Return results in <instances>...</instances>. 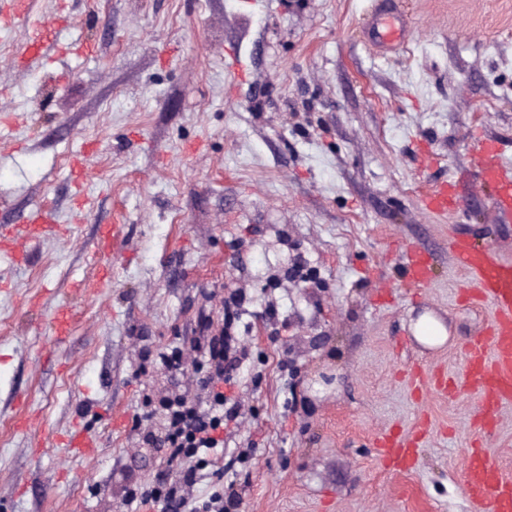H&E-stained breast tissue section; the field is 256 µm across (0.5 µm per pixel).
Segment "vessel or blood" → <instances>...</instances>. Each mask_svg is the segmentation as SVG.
Segmentation results:
<instances>
[{"mask_svg": "<svg viewBox=\"0 0 512 512\" xmlns=\"http://www.w3.org/2000/svg\"><path fill=\"white\" fill-rule=\"evenodd\" d=\"M36 0H11L5 14L10 28H25L34 21ZM363 24L370 42L405 43L406 22L392 0H374ZM474 175L489 190L493 210L505 222L512 221V163L505 161L496 141L478 137L474 141ZM438 211L460 209L455 187L438 188L427 198ZM50 209L35 207L26 223L0 226V236L29 238L36 230L49 228ZM450 248L459 265L477 282L479 299L495 308V321L487 336L471 340L465 349L466 385L481 397L484 414H492L500 404L512 401V263L496 257L488 247L474 246L464 238L454 239ZM404 270L409 283L422 286L431 278V259L417 249H407ZM463 490L467 497L485 506L486 512H512V482L482 449H472L463 469Z\"/></svg>", "mask_w": 512, "mask_h": 512, "instance_id": "vessel-or-blood-1", "label": "vessel or blood"}]
</instances>
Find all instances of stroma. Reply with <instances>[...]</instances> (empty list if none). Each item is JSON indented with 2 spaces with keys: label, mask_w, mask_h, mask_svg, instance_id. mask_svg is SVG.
<instances>
[{
  "label": "stroma",
  "mask_w": 512,
  "mask_h": 512,
  "mask_svg": "<svg viewBox=\"0 0 512 512\" xmlns=\"http://www.w3.org/2000/svg\"><path fill=\"white\" fill-rule=\"evenodd\" d=\"M400 2L392 54L360 35L370 0H40L52 47L32 60L0 28V225L44 204L63 229L0 246V512H131L168 455L141 443L163 424L145 398L201 393L146 353L204 316L250 352L224 433L247 452L242 512H483L461 489L472 448L512 480V402L486 430L464 384L494 310L448 247L512 262L472 156L480 134L512 161V0ZM448 178L462 209H428L419 186ZM105 224L124 227L112 259ZM408 246L428 287L405 282ZM424 312L443 346L416 343ZM74 428L92 456L69 454ZM387 431L410 468L376 447Z\"/></svg>",
  "instance_id": "1"
}]
</instances>
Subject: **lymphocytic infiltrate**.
Wrapping results in <instances>:
<instances>
[{
    "label": "lymphocytic infiltrate",
    "instance_id": "1",
    "mask_svg": "<svg viewBox=\"0 0 512 512\" xmlns=\"http://www.w3.org/2000/svg\"><path fill=\"white\" fill-rule=\"evenodd\" d=\"M188 342L198 355L192 370L205 397L159 399L157 411L165 424L148 432L143 442L168 449V466L155 474L149 490L131 493L136 512H239L242 504L241 494L231 483L222 492L200 499L185 497L183 490L195 484L201 465L223 447L225 425L239 416L237 404L227 398L224 387L234 381L247 352L231 353L220 332L192 336Z\"/></svg>",
    "mask_w": 512,
    "mask_h": 512
}]
</instances>
